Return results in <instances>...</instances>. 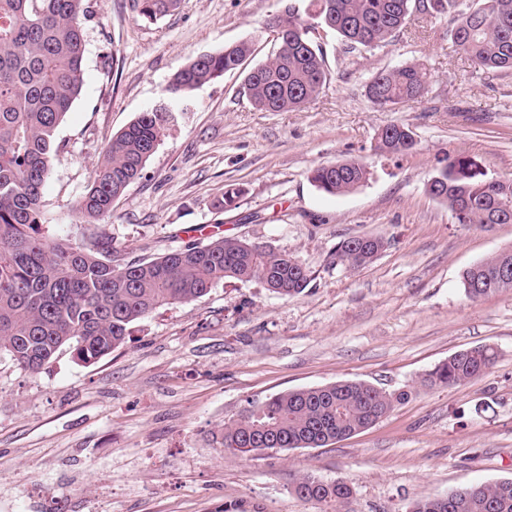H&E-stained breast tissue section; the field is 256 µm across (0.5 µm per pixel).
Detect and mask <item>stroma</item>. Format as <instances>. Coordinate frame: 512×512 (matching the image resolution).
Listing matches in <instances>:
<instances>
[{
    "mask_svg": "<svg viewBox=\"0 0 512 512\" xmlns=\"http://www.w3.org/2000/svg\"><path fill=\"white\" fill-rule=\"evenodd\" d=\"M84 83L57 130L43 190V231L73 243L93 230L74 211L112 138L166 101L175 72L242 40L250 65L275 46L269 26L308 0H182L151 22L131 0H89ZM451 17L411 20L395 40L350 50L315 33L330 79L300 109L265 112L244 71L191 96L178 120L102 221L123 260L196 241L246 236L296 256L311 272L299 295L226 282L157 309L124 345L92 364L56 354L37 372L0 356V512H322L297 478L350 480L346 512H406L411 500L512 478V290L472 299V264L512 247V224L456 223L427 184L447 155L475 157L512 178V71L489 73L448 37ZM405 62L428 74L423 97L394 110L366 87ZM409 126L398 157L374 149L379 130ZM356 159L370 175L334 196L309 180L318 165ZM243 187L236 209L213 204ZM387 245L368 266L334 264L340 241ZM476 345L497 353L484 376L427 387L425 373ZM354 380L410 390L371 428L326 448L224 455V424L249 402Z\"/></svg>",
    "mask_w": 512,
    "mask_h": 512,
    "instance_id": "obj_1",
    "label": "stroma"
}]
</instances>
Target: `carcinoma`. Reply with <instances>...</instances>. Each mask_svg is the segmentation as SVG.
<instances>
[{"label":"carcinoma","instance_id":"carcinoma-1","mask_svg":"<svg viewBox=\"0 0 512 512\" xmlns=\"http://www.w3.org/2000/svg\"><path fill=\"white\" fill-rule=\"evenodd\" d=\"M181 0H133L139 16L158 20ZM416 14L454 16L450 39L458 50L488 71L512 70V0H310L307 17L293 6L273 18L276 50L245 77L251 103L265 112L299 109L327 84L323 51L311 38L320 27L336 32L350 49L372 50L391 42ZM86 0H0V354L35 372L67 348L92 363L124 344L131 325L156 309L192 301L216 284L232 279L261 281L268 290L292 297L311 281L296 257L244 238L189 242L160 257L122 263L112 236L100 230L83 244L45 237L42 189L59 151L56 133L84 82ZM253 54L240 42L218 53L202 54L172 77L167 93L186 103L191 93L227 72L240 69ZM426 91V72L407 63L375 74L369 100L395 109ZM178 110L162 103L141 113L104 149L75 211L96 224L112 211L137 179L176 121ZM415 146L413 131L390 123L378 134L375 150L400 156ZM360 161L320 165L310 180L331 195H345L366 182ZM437 176L446 195L429 191L446 204L458 224L488 226L512 222V179L495 178L468 155L440 160ZM244 194L230 185L214 203L219 211L238 207ZM384 246L353 237L334 251L340 266ZM465 294L480 298L512 289V269L500 274L498 256L462 273ZM492 347L456 352L423 378L429 386L452 387L484 375L494 364ZM409 392H387L357 381L276 394L224 424V454L243 457L293 448H322L369 427ZM306 501L342 512L354 493L338 477L303 475L293 486ZM407 512H512V478L474 484L437 498L414 500Z\"/></svg>","mask_w":512,"mask_h":512}]
</instances>
